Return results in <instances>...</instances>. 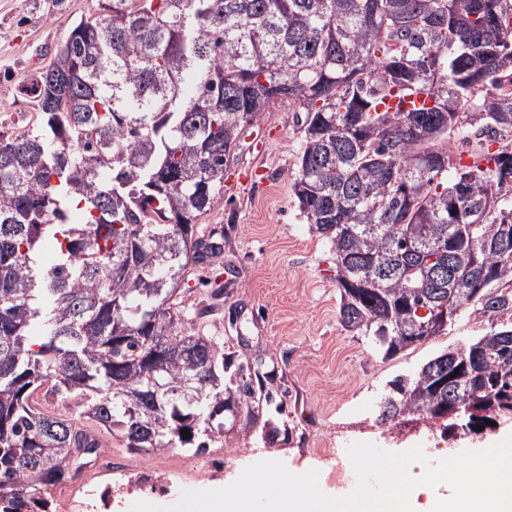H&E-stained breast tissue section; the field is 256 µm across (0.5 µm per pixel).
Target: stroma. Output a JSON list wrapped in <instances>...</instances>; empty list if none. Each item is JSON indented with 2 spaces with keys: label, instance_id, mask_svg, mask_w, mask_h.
I'll use <instances>...</instances> for the list:
<instances>
[{
  "label": "stroma",
  "instance_id": "obj_1",
  "mask_svg": "<svg viewBox=\"0 0 512 512\" xmlns=\"http://www.w3.org/2000/svg\"><path fill=\"white\" fill-rule=\"evenodd\" d=\"M97 0H0V130L27 129L34 107L23 87L47 65L73 25L94 14ZM299 115L288 104L263 113L241 137L238 163L224 183V200L199 221L220 251L190 268L180 290L181 329L209 336L233 353L244 368L235 385L254 371H269L282 394L265 406L244 395L236 413L225 414L220 470L190 487H225L243 469L262 460L278 461L292 473L314 470L327 496L341 495L328 482L330 461L316 447L295 448L279 422L302 423L311 439L337 443L339 460L350 466L347 448L371 442L389 452L420 446L429 460L447 457L449 448L480 450L488 436L447 444L439 431L399 435L378 426L375 411L397 376H410L432 354L483 335L486 318L464 312L447 335L383 359L371 344L347 331L338 313L335 263L327 242L300 218L291 183L296 170ZM170 478L162 497L178 499L186 487Z\"/></svg>",
  "mask_w": 512,
  "mask_h": 512
}]
</instances>
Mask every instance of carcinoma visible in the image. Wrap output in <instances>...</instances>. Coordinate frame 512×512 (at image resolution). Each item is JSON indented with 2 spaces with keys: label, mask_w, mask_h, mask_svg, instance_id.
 Returning a JSON list of instances; mask_svg holds the SVG:
<instances>
[{
  "label": "carcinoma",
  "mask_w": 512,
  "mask_h": 512,
  "mask_svg": "<svg viewBox=\"0 0 512 512\" xmlns=\"http://www.w3.org/2000/svg\"><path fill=\"white\" fill-rule=\"evenodd\" d=\"M417 90L427 109H379ZM24 91L40 128L0 131V512H50L100 428L134 453L224 436L233 362L180 333L173 299L218 249L198 221L240 133L285 101L304 113L292 191L335 256L341 323L385 358L454 293L490 324L390 381L376 418L512 415V0H102ZM463 118L467 161L450 149ZM44 385L75 416L40 410Z\"/></svg>",
  "instance_id": "obj_1"
}]
</instances>
